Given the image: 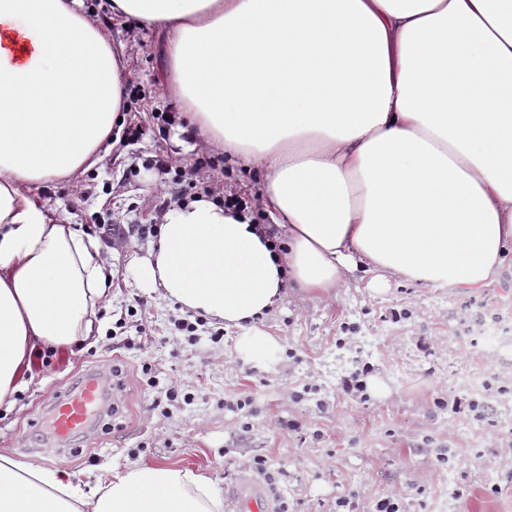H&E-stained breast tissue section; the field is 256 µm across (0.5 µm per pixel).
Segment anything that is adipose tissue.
Segmentation results:
<instances>
[{
	"instance_id": "ef3b65f1",
	"label": "adipose tissue",
	"mask_w": 512,
	"mask_h": 512,
	"mask_svg": "<svg viewBox=\"0 0 512 512\" xmlns=\"http://www.w3.org/2000/svg\"><path fill=\"white\" fill-rule=\"evenodd\" d=\"M163 31L180 151L257 169L259 230L211 197L165 213L138 285L227 326L350 278L478 290L512 247V0H110ZM123 57L85 0H0V407L40 347L94 343L110 253L35 195L102 161ZM0 512H224L209 479L142 464L105 494L0 454Z\"/></svg>"
}]
</instances>
